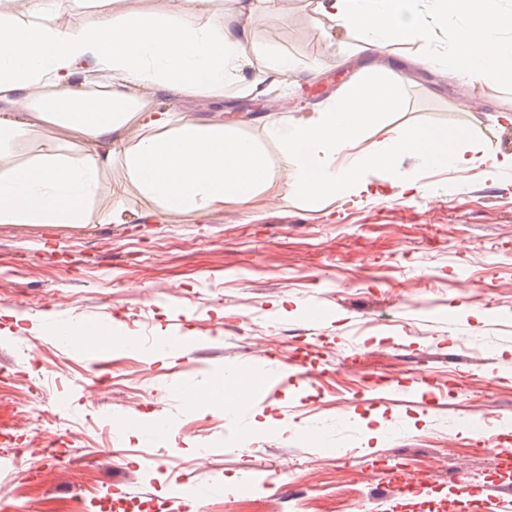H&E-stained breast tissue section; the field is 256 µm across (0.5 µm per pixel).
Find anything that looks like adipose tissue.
Listing matches in <instances>:
<instances>
[{
	"mask_svg": "<svg viewBox=\"0 0 512 512\" xmlns=\"http://www.w3.org/2000/svg\"><path fill=\"white\" fill-rule=\"evenodd\" d=\"M207 3L166 0L160 12L107 10L88 27L60 22L67 0L36 5L24 21L0 11V153L45 125L79 137L70 153L48 137L31 162H0L1 224L86 223L89 204L110 193L100 173L115 164L167 211H218L273 188L276 176L259 143L234 125L192 121L159 109L153 99L157 90L180 99L220 97L229 84L260 94L249 77L254 62L239 46L265 13V0H236L235 12L220 23ZM316 7L375 47L412 38L431 44L435 62L467 83L512 82V40L501 38L502 18L490 0H316ZM462 13L461 38L435 43L436 30ZM399 81L397 72L386 71L274 129L293 166L290 192L348 203L367 191L368 170L389 174L401 190L416 189L398 166L402 157L436 170L512 167V155L465 130L394 126L385 146L363 149L364 129L396 106Z\"/></svg>",
	"mask_w": 512,
	"mask_h": 512,
	"instance_id": "ef3b65f1",
	"label": "adipose tissue"
}]
</instances>
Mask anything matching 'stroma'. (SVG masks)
<instances>
[{
	"instance_id": "35a3bbf8",
	"label": "stroma",
	"mask_w": 512,
	"mask_h": 512,
	"mask_svg": "<svg viewBox=\"0 0 512 512\" xmlns=\"http://www.w3.org/2000/svg\"><path fill=\"white\" fill-rule=\"evenodd\" d=\"M259 47L294 57L295 74L257 97L228 85L220 98L162 93L159 105L237 126L276 166L272 126L390 67L402 84L389 122L465 127L512 155L501 139L512 84L466 85L422 42L368 49L313 0H276L240 45ZM400 166L418 193L397 195L373 172L351 207L281 186L238 208L166 213L134 190L94 203L84 224L0 223V418L20 450L0 465V499L12 512H71L79 496L85 512H116L134 485L142 496L126 512H169L182 476L211 488L207 512H349L356 501L383 512L382 459L438 476L436 496L405 512H476L449 487L499 478L472 426L512 417V170ZM313 305L324 322L309 320ZM132 314L135 352L86 355L58 336L74 322L123 331ZM242 318L251 340L228 329ZM297 356L326 373L231 412L176 395L244 359ZM384 376L390 386L374 389ZM116 417L132 427L114 443ZM307 430L328 434L346 462L304 440ZM284 463L282 491L263 488ZM250 476L254 489L237 493Z\"/></svg>"
}]
</instances>
